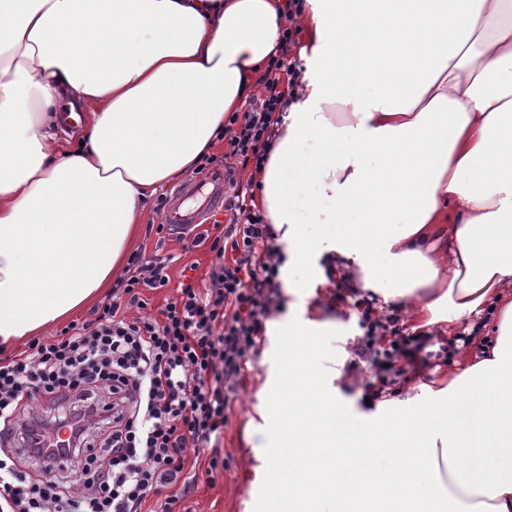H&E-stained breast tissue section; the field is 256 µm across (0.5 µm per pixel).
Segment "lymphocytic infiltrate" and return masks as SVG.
<instances>
[{
	"instance_id": "f902f5d3",
	"label": "lymphocytic infiltrate",
	"mask_w": 512,
	"mask_h": 512,
	"mask_svg": "<svg viewBox=\"0 0 512 512\" xmlns=\"http://www.w3.org/2000/svg\"><path fill=\"white\" fill-rule=\"evenodd\" d=\"M301 71L286 57L263 93L224 122V169L261 168ZM222 233L196 234L215 259L206 287L186 276L151 313L146 292L167 287L168 260L138 252L89 320L0 359V425L23 449L0 448V500L9 512H176L187 463L228 469L218 449L242 364L275 308L284 257L253 205L254 182H231Z\"/></svg>"
}]
</instances>
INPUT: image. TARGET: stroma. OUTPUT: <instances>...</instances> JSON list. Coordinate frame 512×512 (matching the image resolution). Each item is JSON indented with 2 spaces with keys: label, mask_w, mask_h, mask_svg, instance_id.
I'll use <instances>...</instances> for the list:
<instances>
[{
  "label": "stroma",
  "mask_w": 512,
  "mask_h": 512,
  "mask_svg": "<svg viewBox=\"0 0 512 512\" xmlns=\"http://www.w3.org/2000/svg\"><path fill=\"white\" fill-rule=\"evenodd\" d=\"M167 196L168 189L163 186L148 200L142 217L144 228L139 231L134 247L150 254L171 256L167 273L172 281H179L184 267L192 263L197 266V277H204L213 259L208 245L187 250L177 236L145 231L146 225L159 224ZM315 263L320 268L317 280L302 288H278L277 307L270 318L276 321L295 316L302 321L327 322L338 330L339 336L333 342L336 357L330 362L339 371L333 381V393L356 418L376 416L380 401L411 397L418 385L428 384L437 389L447 386L449 375L464 364L476 347L489 346L493 341L486 329L493 319L491 312L471 315L454 326L444 323L429 326L414 303L386 304L364 290L356 264L333 252L323 253ZM343 278L348 280V287H340ZM365 305L374 314L395 317L396 340L414 353L412 366L401 368L399 361L390 357V346L386 343L375 345L368 356L360 355L364 331L359 309ZM274 347L273 337H262L241 372L239 398L228 415L220 450L230 463L229 471L220 470L210 476L198 473L187 486L181 503L183 512H253L261 487L259 478L266 467L261 451L251 447L249 437L267 426L260 409L265 403Z\"/></svg>",
  "instance_id": "stroma-1"
}]
</instances>
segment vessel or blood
I'll list each match as a JSON object with an SVG mask.
<instances>
[{
	"instance_id": "1",
	"label": "vessel or blood",
	"mask_w": 512,
	"mask_h": 512,
	"mask_svg": "<svg viewBox=\"0 0 512 512\" xmlns=\"http://www.w3.org/2000/svg\"><path fill=\"white\" fill-rule=\"evenodd\" d=\"M226 188L225 175L220 169L204 180L184 184L169 195L162 213L163 223L179 231L205 223L212 209L223 206Z\"/></svg>"
}]
</instances>
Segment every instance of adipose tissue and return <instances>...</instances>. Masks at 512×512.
<instances>
[{
	"label": "adipose tissue",
	"instance_id": "obj_1",
	"mask_svg": "<svg viewBox=\"0 0 512 512\" xmlns=\"http://www.w3.org/2000/svg\"><path fill=\"white\" fill-rule=\"evenodd\" d=\"M288 0H0V343L107 288L140 202L189 175L281 52ZM310 54L255 176L254 205L315 277L355 262L384 301L427 290L452 321L490 309L495 340L442 389L391 399L330 449L351 472L377 438L398 490L512 512V0H305ZM415 29L431 54L373 49ZM84 114L62 138L60 100ZM324 210L318 234L303 215ZM486 476H474L476 462Z\"/></svg>",
	"mask_w": 512,
	"mask_h": 512
}]
</instances>
